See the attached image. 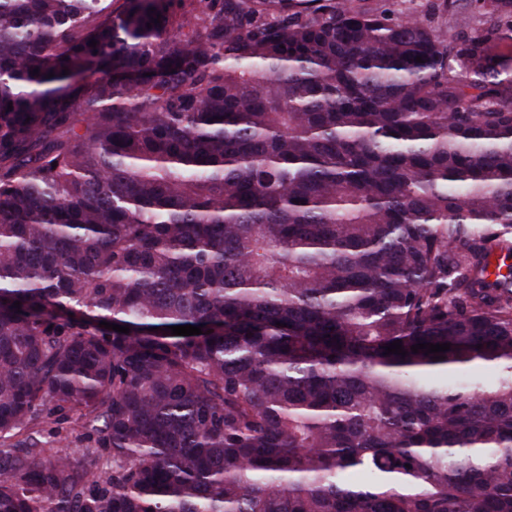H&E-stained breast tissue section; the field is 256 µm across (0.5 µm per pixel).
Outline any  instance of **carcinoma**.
Segmentation results:
<instances>
[{
  "label": "carcinoma",
  "mask_w": 512,
  "mask_h": 512,
  "mask_svg": "<svg viewBox=\"0 0 512 512\" xmlns=\"http://www.w3.org/2000/svg\"><path fill=\"white\" fill-rule=\"evenodd\" d=\"M110 2L0 0V512H512V0ZM78 411L75 409H56L53 414L44 419L38 436L43 455L50 458L58 451L82 455L85 448H96L97 435L89 428H83L77 420Z\"/></svg>",
  "instance_id": "carcinoma-1"
}]
</instances>
